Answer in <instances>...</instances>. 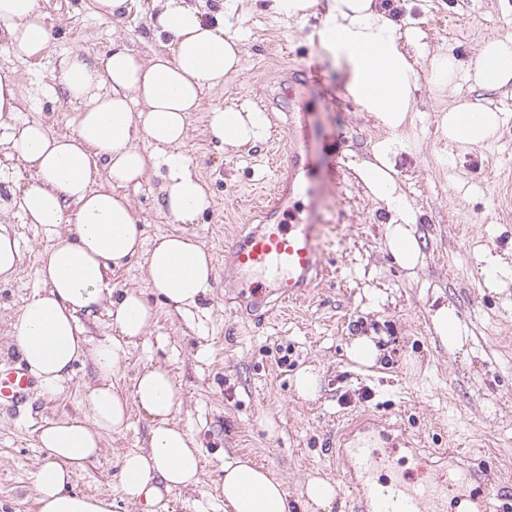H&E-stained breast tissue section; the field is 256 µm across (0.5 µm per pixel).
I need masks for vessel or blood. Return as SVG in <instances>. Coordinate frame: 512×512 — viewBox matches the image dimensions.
Listing matches in <instances>:
<instances>
[{"mask_svg":"<svg viewBox=\"0 0 512 512\" xmlns=\"http://www.w3.org/2000/svg\"><path fill=\"white\" fill-rule=\"evenodd\" d=\"M316 76L314 65L306 58L282 78L297 89L313 83ZM313 138L307 124H289L285 143L290 180L260 196L257 212L265 221L264 228L235 238L228 250L225 281L250 296L254 305L265 304L272 296L284 305L301 302L310 295L316 277L325 271L323 216L314 200ZM299 197L310 200L306 218L288 226L279 224L277 217L285 202ZM31 389L32 379L25 369L0 371V401L14 406L25 403ZM376 440V433L368 429L363 417L356 418L338 439V463L353 478L354 512H448L449 501H464L463 490L450 474L407 476L397 470L392 458L379 452Z\"/></svg>","mask_w":512,"mask_h":512,"instance_id":"1","label":"vessel or blood"}]
</instances>
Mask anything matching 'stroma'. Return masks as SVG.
<instances>
[{"mask_svg": "<svg viewBox=\"0 0 512 512\" xmlns=\"http://www.w3.org/2000/svg\"><path fill=\"white\" fill-rule=\"evenodd\" d=\"M120 19L101 16L94 0H41L55 38L38 58H24L0 46V75L20 86L16 120H39L57 134L74 130L78 103L45 93L44 86L73 48L95 55L120 43L142 58L171 52L168 38L152 29L154 0H129ZM326 0H317L306 23H287L267 10L266 0H241L233 25L242 38L240 69L221 87L205 91L188 118V137L179 151L206 182L212 203L193 223L175 222L164 207L166 166L149 167L139 185L124 187L140 219L146 241L164 234L196 233L213 256L215 277L199 307L175 310L145 278L143 256L112 272L115 294L141 293L155 321L149 332L124 348L114 376L130 392L145 367L166 368L178 384L182 406L178 423L193 435L203 470L192 491H171L154 505L124 499L120 490L121 456L144 448L150 421L131 407L126 428L105 434L98 456L73 478L71 491L106 496L112 512H224L221 485L224 463L247 457L267 468L288 489L291 512H305L302 492L309 477L337 483L332 512H349L345 475L329 453L336 436L356 416L368 412L400 422L419 446V457L444 466L436 451L450 443L470 449L469 461L455 467L457 476L495 462L502 473L501 504L512 502V283L490 290L480 272L484 255L512 267V84L499 90L478 86L467 74L458 82L468 101L498 112L500 129L472 144L446 136L438 115L451 93L422 83L411 121L399 134L408 149L398 157L400 185L417 212L416 236L425 264L408 274L385 244L388 214L367 199L355 169L372 157L379 129L374 116L352 100L323 103L318 89L298 98H280L267 113L269 127L288 128V116L307 113L325 132L340 135L342 150L323 159L336 171L332 193L321 201L328 222L322 248L329 273L313 298L281 313L278 306L255 307L237 289L224 285V249L232 232L256 227L244 201L250 192L272 184L276 168L268 141L226 149L208 131L213 108H258L279 71L313 52L323 84L347 90L349 70L319 42ZM402 27L415 24L425 34L428 53L447 52L462 62L473 60L486 41L485 29H512V0H400L394 17ZM0 126V221L10 224L23 260L15 278L0 282V369L21 365L13 325L26 301L43 284L37 255L46 245L40 225L28 223L11 199L31 173L12 158ZM454 307L472 339L461 351L441 346L430 315L437 307ZM382 337L384 350L369 367L351 363L345 347L356 336ZM311 366L319 374L315 399L299 397L296 373ZM95 381L90 363L75 364L64 392L44 396L33 388L18 411L0 408V512H36L32 475L48 461L38 440L40 427L64 417L83 415L85 394Z\"/></svg>", "mask_w": 512, "mask_h": 512, "instance_id": "35a3bbf8", "label": "stroma"}]
</instances>
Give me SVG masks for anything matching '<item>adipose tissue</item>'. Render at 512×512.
Instances as JSON below:
<instances>
[{"instance_id":"1","label":"adipose tissue","mask_w":512,"mask_h":512,"mask_svg":"<svg viewBox=\"0 0 512 512\" xmlns=\"http://www.w3.org/2000/svg\"><path fill=\"white\" fill-rule=\"evenodd\" d=\"M157 33L166 35L171 55L144 60L128 48L90 55L69 51L52 78L53 89L81 106L76 129L57 135L41 121L14 125L6 145L10 155L33 171L16 203L28 223L40 225L48 241L38 255L44 285L22 308L15 340L25 366L44 394L64 391L75 362L90 360L96 381L84 405L86 415L41 427L38 439L50 459L34 475L39 512H111L107 500L68 493L73 474L94 459L103 434L119 431L137 405L151 420L147 446L120 460V489L132 502L148 501L159 487L192 489L200 482L201 452L174 416L181 407L168 370L149 367L137 373L130 394L112 377L123 346L145 336L154 312L139 294L113 297L107 286L113 269L145 254L147 285L175 308L197 306L211 286V253L192 232L167 234L145 243L143 228L121 187L139 183L149 166L168 168L165 207L174 221L188 224L210 205L205 182L174 148L187 137V116L205 89L223 84L241 65V40L223 21L206 18L186 0H160ZM40 0H0V41L27 58L42 56L51 33ZM317 36L325 49L345 62L349 89L363 111L373 114L386 137L372 158L357 169L371 198L390 220L387 245L398 263L413 271L424 256L414 234L416 212L400 189L394 168L406 145L397 135L412 112L419 89L410 52L422 49L423 33L399 28L378 12L375 0H327ZM474 81L498 89L512 84V38L486 42L472 66ZM497 112L471 102L450 103L440 118L449 137L485 141L498 127ZM210 134L239 148L264 139L268 119L253 109H214ZM169 147V154L147 155L139 140ZM107 309L114 334L91 341L82 317ZM441 345L462 350L469 328L448 305L431 316ZM224 512H289L284 484L251 460L224 464Z\"/></svg>"}]
</instances>
